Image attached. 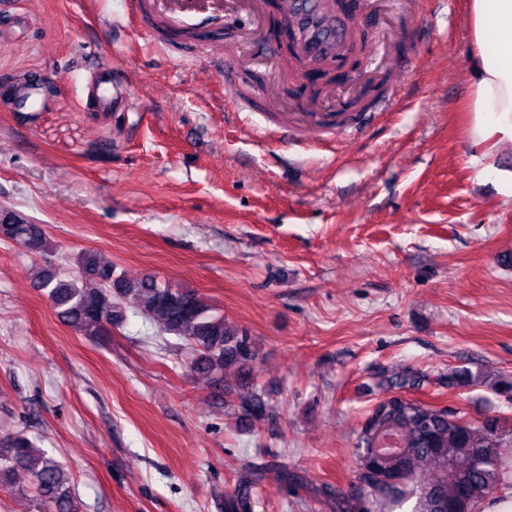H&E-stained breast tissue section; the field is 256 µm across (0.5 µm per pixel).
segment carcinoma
<instances>
[{"mask_svg": "<svg viewBox=\"0 0 512 512\" xmlns=\"http://www.w3.org/2000/svg\"><path fill=\"white\" fill-rule=\"evenodd\" d=\"M0 238L44 255L52 243L44 227L14 211L0 213ZM77 271L61 276L52 265L39 268L37 284L60 322L91 338L106 335L104 327H123L132 310L186 342L193 359L190 371L224 391V402L237 408L245 422L269 418L273 412L250 378L258 353L246 332L226 323L224 315L194 292L170 288L154 276L136 280L116 274L97 254L85 251ZM484 377L467 368L448 373V386L482 384ZM419 377L397 371L379 386L385 391L414 387ZM366 420L381 426L377 444L386 454L370 456L367 431L355 444L357 472L365 485L344 495L327 487L324 494L336 512H396L409 501L411 512H479L481 505L512 476V421L497 415L469 420L437 405L415 407L403 402L380 403ZM18 469L31 477V493L45 512H80L72 495L71 473L26 436H0V485ZM259 480L252 472L240 477L224 496V512H252L251 487Z\"/></svg>", "mask_w": 512, "mask_h": 512, "instance_id": "obj_1", "label": "carcinoma"}]
</instances>
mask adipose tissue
<instances>
[{"instance_id": "adipose-tissue-1", "label": "adipose tissue", "mask_w": 512, "mask_h": 512, "mask_svg": "<svg viewBox=\"0 0 512 512\" xmlns=\"http://www.w3.org/2000/svg\"><path fill=\"white\" fill-rule=\"evenodd\" d=\"M470 140L479 147L472 162L493 166L495 145L512 142V0H470Z\"/></svg>"}]
</instances>
